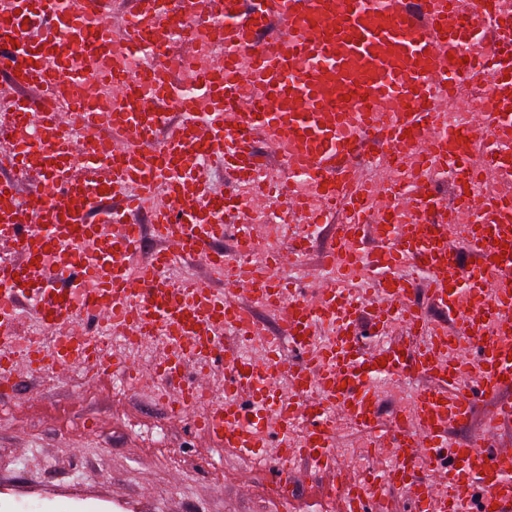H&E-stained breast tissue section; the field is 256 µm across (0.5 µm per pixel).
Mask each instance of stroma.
Listing matches in <instances>:
<instances>
[{
  "mask_svg": "<svg viewBox=\"0 0 512 512\" xmlns=\"http://www.w3.org/2000/svg\"><path fill=\"white\" fill-rule=\"evenodd\" d=\"M14 399H0V512H336L315 494L318 470L301 464L293 495L272 500L276 466L261 463L250 492L232 452L209 447L190 422L173 419L147 395L117 394L113 381L79 371L66 382L15 376ZM164 430L171 449L156 448Z\"/></svg>",
  "mask_w": 512,
  "mask_h": 512,
  "instance_id": "1",
  "label": "stroma"
}]
</instances>
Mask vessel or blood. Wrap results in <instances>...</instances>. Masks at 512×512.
Segmentation results:
<instances>
[{
    "mask_svg": "<svg viewBox=\"0 0 512 512\" xmlns=\"http://www.w3.org/2000/svg\"><path fill=\"white\" fill-rule=\"evenodd\" d=\"M219 20L223 45L203 46ZM191 23L199 38L183 41ZM158 37L191 60V89L158 67L153 95H141L120 58L103 81L86 80L113 43L146 52ZM472 44L480 53L464 57ZM477 73L496 99L477 115L489 137L429 134L467 105ZM104 94L106 113L94 107ZM0 102V243L12 248L0 257V376L16 370L10 350L29 311L43 336L31 342L27 373L79 368L154 396L168 387L173 417L217 447L274 461L281 492L295 481L294 457L335 471L341 421L391 447L396 465L335 486L338 512H370L385 484L410 489L413 512H512V448L487 442L512 427V402L490 410L473 439L450 436L471 416L470 392L492 395L512 379V198L473 190L512 169V9L497 0H0ZM161 102L171 111H158ZM259 141L287 160V181L266 178ZM365 150L376 159L371 178L357 162ZM407 158L426 174L395 187ZM216 160L220 192L207 180ZM449 165V195L473 218L461 235L434 194ZM30 173L36 181L21 186ZM282 197L308 224L344 216L329 224L311 295L250 261L224 271L227 231L257 248L265 227L243 212ZM396 209L411 222L394 237L385 224ZM143 214L160 243L144 263ZM465 252L476 258L467 267ZM193 264L207 278L174 277ZM411 267L423 275L408 278ZM422 288L444 320L413 302ZM260 309L280 335L258 328ZM393 326L400 344L361 347L363 331ZM106 334L164 351L146 367L108 358ZM406 373L424 383L381 430L378 382ZM217 387L223 399L200 406L198 395Z\"/></svg>",
    "mask_w": 512,
    "mask_h": 512,
    "instance_id": "1",
    "label": "vessel or blood"
}]
</instances>
